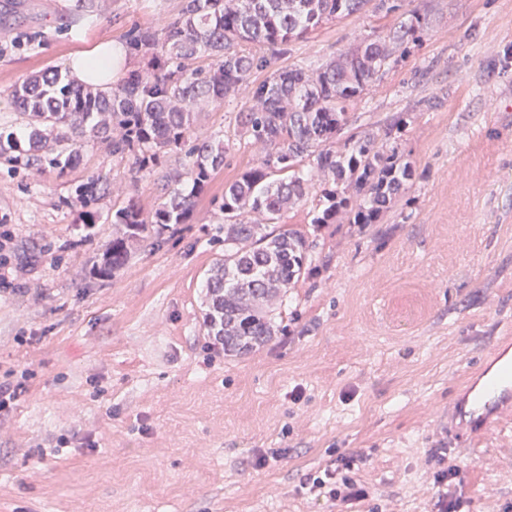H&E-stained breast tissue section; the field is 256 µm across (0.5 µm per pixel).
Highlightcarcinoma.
<instances>
[{
	"mask_svg": "<svg viewBox=\"0 0 512 512\" xmlns=\"http://www.w3.org/2000/svg\"><path fill=\"white\" fill-rule=\"evenodd\" d=\"M371 0H181L176 14L154 27L124 34L128 54L143 61L109 90L78 85L56 69L16 86L12 97L31 116L27 148L0 132V154L35 167L65 169L79 160L78 143L102 136L139 173L160 156L186 150L189 169L170 176L164 201L149 215L134 202L115 211L119 231L97 272L110 276L128 261L133 245L155 226L184 224L213 174L226 163L222 142L190 143L197 114L247 91L235 117L236 133L265 150L260 164L224 187V256L210 268L205 323L224 351L247 354L275 335L273 316L288 289L312 262L301 231L280 223L282 212L320 188L322 208L310 224L376 223L381 209L413 177L410 163L372 134L339 141L357 104L388 60L419 42L426 15L414 7L379 40H364L318 68L279 69L257 82L268 66L261 51L285 53L290 42L324 24L362 11ZM213 60L202 69L200 57ZM109 192L90 177L77 194L87 206Z\"/></svg>",
	"mask_w": 512,
	"mask_h": 512,
	"instance_id": "cac0c4a2",
	"label": "carcinoma"
}]
</instances>
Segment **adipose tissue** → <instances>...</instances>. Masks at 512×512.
Here are the masks:
<instances>
[{"label": "adipose tissue", "mask_w": 512, "mask_h": 512, "mask_svg": "<svg viewBox=\"0 0 512 512\" xmlns=\"http://www.w3.org/2000/svg\"><path fill=\"white\" fill-rule=\"evenodd\" d=\"M131 68L132 60L123 45L109 40L76 52L69 63L74 82L101 89L112 86Z\"/></svg>", "instance_id": "adipose-tissue-1"}]
</instances>
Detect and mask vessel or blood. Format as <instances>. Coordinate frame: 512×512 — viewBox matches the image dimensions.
Wrapping results in <instances>:
<instances>
[{
    "label": "vessel or blood",
    "mask_w": 512,
    "mask_h": 512,
    "mask_svg": "<svg viewBox=\"0 0 512 512\" xmlns=\"http://www.w3.org/2000/svg\"><path fill=\"white\" fill-rule=\"evenodd\" d=\"M512 418V340L503 339L458 386L448 409V441L479 438Z\"/></svg>",
    "instance_id": "b4317fda"
}]
</instances>
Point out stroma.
Instances as JSON below:
<instances>
[{"label":"stroma","instance_id":"stroma-1","mask_svg":"<svg viewBox=\"0 0 512 512\" xmlns=\"http://www.w3.org/2000/svg\"><path fill=\"white\" fill-rule=\"evenodd\" d=\"M89 2L0 0V131L27 136L15 85L180 5ZM414 4L422 40L347 128L395 146L414 176L373 224L313 229V194L284 212L312 243L311 271L246 355L203 322L224 251L216 201L263 156L235 134L242 100L193 127L228 153L188 223L146 234L108 279L91 267L113 213L131 200L152 212L183 154L137 174L95 138L63 172L0 156V383L24 382L0 412V512H436L439 454L460 467L448 495L465 512L512 507V423L469 447L444 430L454 382L512 337V0ZM400 19L366 7L270 67H318ZM93 176L110 191L85 209L76 192ZM348 457L372 492L356 509L307 482Z\"/></svg>","mask_w":512,"mask_h":512}]
</instances>
